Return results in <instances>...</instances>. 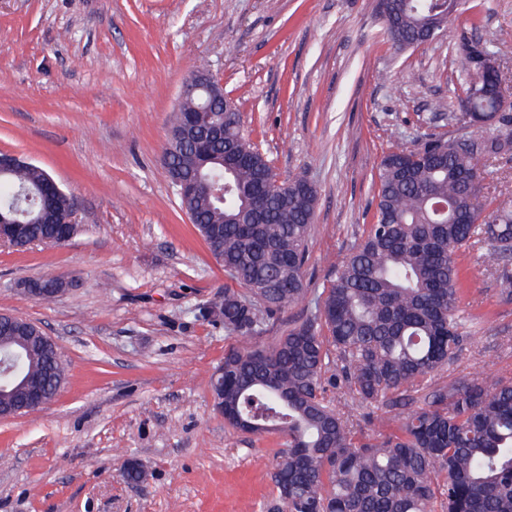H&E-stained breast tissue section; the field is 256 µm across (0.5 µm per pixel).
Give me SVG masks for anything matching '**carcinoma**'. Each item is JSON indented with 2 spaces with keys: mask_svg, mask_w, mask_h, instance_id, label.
I'll return each instance as SVG.
<instances>
[{
  "mask_svg": "<svg viewBox=\"0 0 512 512\" xmlns=\"http://www.w3.org/2000/svg\"><path fill=\"white\" fill-rule=\"evenodd\" d=\"M390 40L423 44L431 19H451L448 0H400L382 8ZM462 76V134L393 146L377 167L376 211L336 278L318 290L308 277L317 190L302 179L275 184L270 160L244 134L237 112L204 111L212 96L184 97L173 115L166 169L200 178L178 197L229 284L224 306L232 339L224 350V421L251 434L278 433L270 474L284 512H512V381L428 384L465 340L460 254L477 248L512 301V209L483 207L487 167L512 153V115L500 94L477 95V69L464 45L448 46ZM48 173L31 163L0 172V214L19 228L12 246L55 244L75 234L69 192L43 209ZM303 315L268 347L264 326L292 306ZM52 347L14 358L23 376L66 380ZM340 362V373L328 375ZM346 389L397 419L389 433L356 430L354 414L326 397ZM423 393V406L408 408Z\"/></svg>",
  "mask_w": 512,
  "mask_h": 512,
  "instance_id": "carcinoma-1",
  "label": "carcinoma"
}]
</instances>
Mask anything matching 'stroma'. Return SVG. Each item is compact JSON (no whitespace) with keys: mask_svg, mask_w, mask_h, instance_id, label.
<instances>
[{"mask_svg":"<svg viewBox=\"0 0 512 512\" xmlns=\"http://www.w3.org/2000/svg\"><path fill=\"white\" fill-rule=\"evenodd\" d=\"M505 29L512 0H461L447 35L404 50L379 0H0V152L73 193L79 220L64 244L0 247V313L37 322L67 366L44 409L0 420V512H267L277 496L281 438L234 431L211 400L228 340L206 308L226 278L164 167L197 65L280 177L316 187L309 271L326 285L372 221L383 154L459 111L449 43H495L512 94ZM459 262L467 340L432 382L510 379L512 302L478 251ZM45 278L66 285L49 302L28 291Z\"/></svg>","mask_w":512,"mask_h":512,"instance_id":"1","label":"stroma"}]
</instances>
